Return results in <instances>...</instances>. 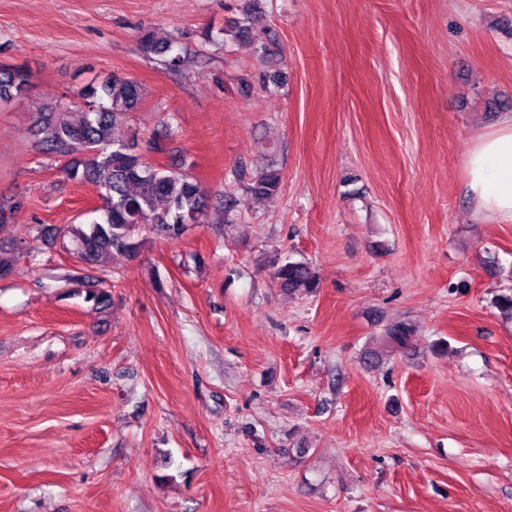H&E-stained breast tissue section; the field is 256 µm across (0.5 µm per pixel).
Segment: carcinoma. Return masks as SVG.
<instances>
[{"mask_svg":"<svg viewBox=\"0 0 512 512\" xmlns=\"http://www.w3.org/2000/svg\"><path fill=\"white\" fill-rule=\"evenodd\" d=\"M244 14L235 37L251 40L262 20L260 0H248ZM139 47L146 55L169 54L166 63L173 70L183 64L173 40L159 38L152 31L143 33ZM29 88L23 67L0 64L1 110L22 98ZM72 95L51 111L40 113L33 135L35 148L61 163L66 179L92 183L103 199L99 218L87 224H66L58 230L62 238L70 239L86 267L98 265L106 253L132 259L153 236L179 241L187 229L198 224H234L243 207L259 204L281 188V172L276 164H242L232 173L240 193L226 191L212 205L189 173L147 162L133 135L114 136L115 129L128 122L130 113L142 101L136 81L114 75L83 86ZM18 250L13 239L0 234V278L14 272ZM272 279L288 292L310 293L317 288L315 276L302 262L287 260L275 265ZM85 299L99 313L111 306V294L105 288L86 292ZM383 335L392 347L403 351L411 347L412 327L406 322L388 324Z\"/></svg>","mask_w":512,"mask_h":512,"instance_id":"cac0c4a2","label":"carcinoma"}]
</instances>
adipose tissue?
I'll return each mask as SVG.
<instances>
[{"instance_id":"1","label":"adipose tissue","mask_w":512,"mask_h":512,"mask_svg":"<svg viewBox=\"0 0 512 512\" xmlns=\"http://www.w3.org/2000/svg\"><path fill=\"white\" fill-rule=\"evenodd\" d=\"M466 191L488 224L512 223V113L480 134L466 162Z\"/></svg>"}]
</instances>
